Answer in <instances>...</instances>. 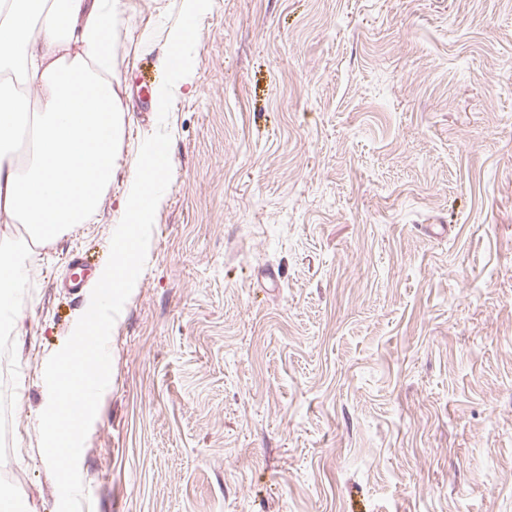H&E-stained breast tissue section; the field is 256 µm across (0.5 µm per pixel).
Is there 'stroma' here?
<instances>
[{
	"instance_id": "obj_1",
	"label": "stroma",
	"mask_w": 512,
	"mask_h": 512,
	"mask_svg": "<svg viewBox=\"0 0 512 512\" xmlns=\"http://www.w3.org/2000/svg\"><path fill=\"white\" fill-rule=\"evenodd\" d=\"M93 221L25 249L22 512H57L44 364L106 265L181 0H133ZM109 341L83 512H512V0H212Z\"/></svg>"
}]
</instances>
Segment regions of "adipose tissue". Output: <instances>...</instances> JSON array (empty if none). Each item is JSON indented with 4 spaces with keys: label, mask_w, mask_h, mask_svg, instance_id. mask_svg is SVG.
Masks as SVG:
<instances>
[{
    "label": "adipose tissue",
    "mask_w": 512,
    "mask_h": 512,
    "mask_svg": "<svg viewBox=\"0 0 512 512\" xmlns=\"http://www.w3.org/2000/svg\"><path fill=\"white\" fill-rule=\"evenodd\" d=\"M132 10V0H0V72L18 70L29 89L0 93V314L14 329L26 273L7 227L48 242L96 215L122 143L116 27ZM23 114L32 137L18 159L6 146Z\"/></svg>",
    "instance_id": "ef3b65f1"
}]
</instances>
